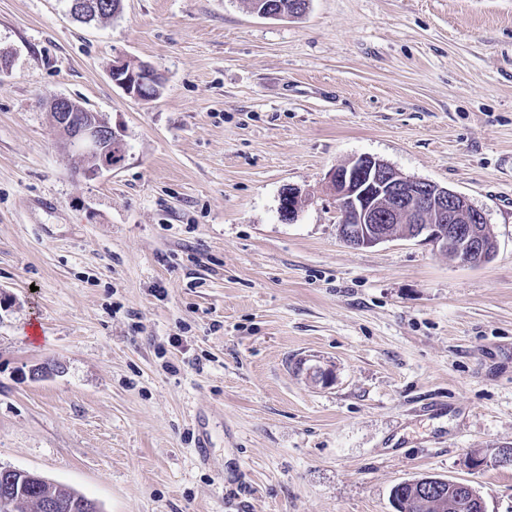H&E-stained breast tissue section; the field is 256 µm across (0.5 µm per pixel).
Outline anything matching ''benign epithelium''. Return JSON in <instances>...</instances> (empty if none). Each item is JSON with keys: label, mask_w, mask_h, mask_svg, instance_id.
Here are the masks:
<instances>
[{"label": "benign epithelium", "mask_w": 512, "mask_h": 512, "mask_svg": "<svg viewBox=\"0 0 512 512\" xmlns=\"http://www.w3.org/2000/svg\"><path fill=\"white\" fill-rule=\"evenodd\" d=\"M112 80L124 91L141 97V86L160 73L151 66L118 56L110 70ZM53 128L60 140L79 161L75 172L87 181L117 168L112 163V145L123 142L109 122L97 112H81L76 101L59 95L47 98ZM327 189L336 200L341 220L338 234L354 248H368L398 237L394 224H406L405 239H421L463 263L485 262L482 233L478 225L487 223L485 213L465 196L437 183L397 172L386 162L360 156L336 166L328 176ZM288 201L284 215L293 221L305 206L306 195L295 187L283 189ZM482 468H512V450L504 447L484 459L473 461ZM452 485L461 494L474 492L471 485L427 477L416 486L431 492Z\"/></svg>", "instance_id": "benign-epithelium-1"}]
</instances>
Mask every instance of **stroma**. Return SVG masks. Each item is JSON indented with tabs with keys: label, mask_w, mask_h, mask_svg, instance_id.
I'll return each instance as SVG.
<instances>
[{
	"label": "stroma",
	"mask_w": 512,
	"mask_h": 512,
	"mask_svg": "<svg viewBox=\"0 0 512 512\" xmlns=\"http://www.w3.org/2000/svg\"><path fill=\"white\" fill-rule=\"evenodd\" d=\"M1 54L0 466L102 512H396L422 476L512 512V469L469 467L512 445V0H0ZM51 95L124 162L74 176ZM361 155L465 195L494 259L344 244L326 178ZM110 75L112 80L123 88L127 94L136 98L147 99L141 95V86L146 82V79L158 81L161 74L145 63H136L118 56L112 63Z\"/></svg>",
	"instance_id": "35a3bbf8"
}]
</instances>
